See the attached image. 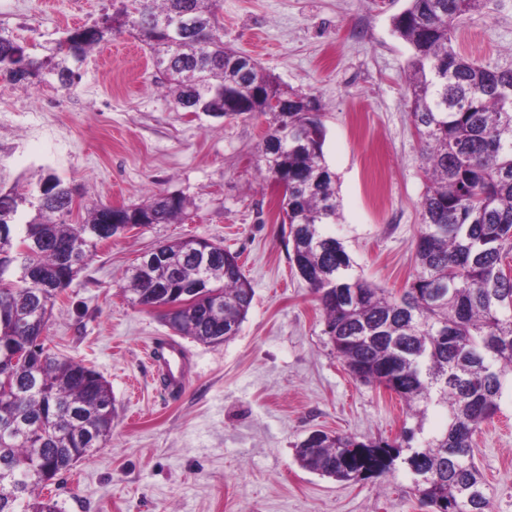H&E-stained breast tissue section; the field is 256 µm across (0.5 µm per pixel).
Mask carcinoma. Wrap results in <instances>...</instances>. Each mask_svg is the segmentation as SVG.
<instances>
[{"label": "carcinoma", "instance_id": "cac0c4a2", "mask_svg": "<svg viewBox=\"0 0 512 512\" xmlns=\"http://www.w3.org/2000/svg\"><path fill=\"white\" fill-rule=\"evenodd\" d=\"M112 24L82 26L67 53L42 59L0 34V73L14 83L47 72L70 89L88 51L130 27L150 49L176 102L195 97L213 115L269 117L260 146L263 179L286 184L282 223L289 260L322 310L324 334L349 375L404 400L414 424L393 440L316 431L295 448L299 465L337 481L383 478L401 463L430 512H490L473 437L498 409L512 377V68L480 65L454 47L456 25L491 0H408L394 18L407 42L411 120L426 189L414 246L416 274L399 292L356 272L343 243L324 227L341 218L324 155L325 128L312 95L283 87L253 59L224 47L216 0H118ZM198 71L195 87L182 76ZM232 93L245 109L228 111ZM278 101L277 111L269 103ZM70 187L48 176L32 201L0 189V512H60L43 494L58 475L110 446L112 389L94 369L45 347L59 294L98 246L121 235L113 207L100 204L73 222ZM182 195L126 207L133 224H171ZM155 261L125 271L133 302L159 311L175 333L218 345L236 336L254 291L239 256L205 239L168 242ZM210 295L172 309L197 283ZM446 412L424 434L428 408Z\"/></svg>", "mask_w": 512, "mask_h": 512}]
</instances>
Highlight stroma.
<instances>
[{
    "instance_id": "obj_1",
    "label": "stroma",
    "mask_w": 512,
    "mask_h": 512,
    "mask_svg": "<svg viewBox=\"0 0 512 512\" xmlns=\"http://www.w3.org/2000/svg\"><path fill=\"white\" fill-rule=\"evenodd\" d=\"M407 0H219V36L281 85L316 97L341 220L327 234L358 272L399 291L414 274L425 190L407 90L410 46L392 19ZM112 0H0V33L45 56L68 30L111 16ZM461 54L512 68V0L463 17ZM71 90L54 77L0 81V188L26 193L50 174L80 206L143 204L180 194L172 224L101 244L47 324L52 353L109 383L112 445L59 477L61 512H424L405 470L383 483L307 471L295 448L316 430L397 436L406 405L354 381L324 334L319 305L288 258L279 192L256 182L263 116L215 118L177 107L149 49L125 32L95 46ZM203 238L236 252L254 296L219 346L191 337L188 389L161 393L147 346L171 330L134 305L120 277L159 244ZM474 436L491 512H512V382Z\"/></svg>"
}]
</instances>
